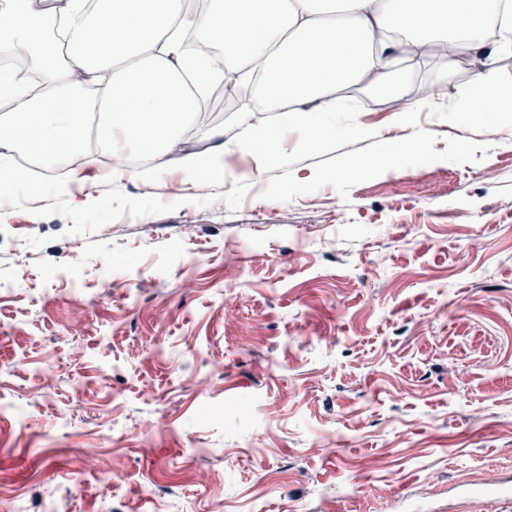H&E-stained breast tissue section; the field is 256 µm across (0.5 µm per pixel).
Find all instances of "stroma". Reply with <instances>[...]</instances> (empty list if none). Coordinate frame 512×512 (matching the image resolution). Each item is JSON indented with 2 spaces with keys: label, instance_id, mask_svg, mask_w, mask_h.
I'll return each mask as SVG.
<instances>
[{
  "label": "stroma",
  "instance_id": "obj_1",
  "mask_svg": "<svg viewBox=\"0 0 512 512\" xmlns=\"http://www.w3.org/2000/svg\"><path fill=\"white\" fill-rule=\"evenodd\" d=\"M473 57L352 87L317 148L86 169L0 209V512H512V122ZM414 146L352 175L386 137ZM491 112L498 115L500 112H512V86L502 84L493 68H486L480 78L479 85L473 89L463 90L456 105L449 110L465 117L471 112Z\"/></svg>",
  "mask_w": 512,
  "mask_h": 512
}]
</instances>
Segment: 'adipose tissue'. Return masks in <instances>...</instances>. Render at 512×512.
I'll use <instances>...</instances> for the list:
<instances>
[{
	"mask_svg": "<svg viewBox=\"0 0 512 512\" xmlns=\"http://www.w3.org/2000/svg\"><path fill=\"white\" fill-rule=\"evenodd\" d=\"M499 0H8L0 23V59L23 54L38 78L30 84L0 72V172L13 182L30 173L15 156L78 155L84 167L106 164L128 176L124 157L177 156L189 179L222 165L229 147L210 132L205 153L184 148L210 85L255 67L269 90L290 105L275 126L255 123L242 106L238 148H256L278 164L276 142L305 133L310 145L336 137L338 89L396 65V51L416 55L445 42L452 52L512 53V17L486 35ZM224 56L212 66L209 47ZM512 112V86L486 68L461 92L455 114Z\"/></svg>",
	"mask_w": 512,
	"mask_h": 512,
	"instance_id": "obj_1",
	"label": "adipose tissue"
}]
</instances>
